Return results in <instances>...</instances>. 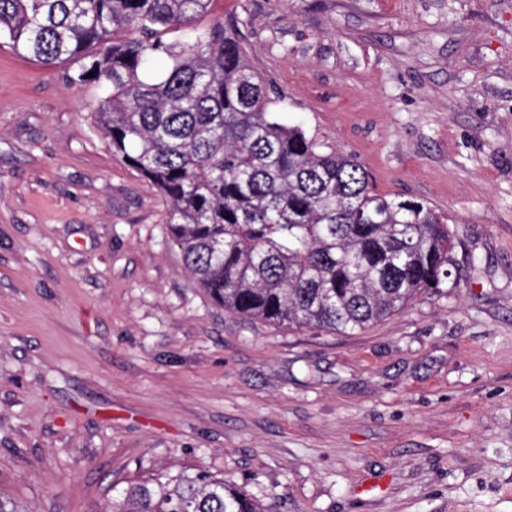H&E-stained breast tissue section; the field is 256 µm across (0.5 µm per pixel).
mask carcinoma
Returning <instances> with one entry per match:
<instances>
[{
    "label": "carcinoma",
    "mask_w": 512,
    "mask_h": 512,
    "mask_svg": "<svg viewBox=\"0 0 512 512\" xmlns=\"http://www.w3.org/2000/svg\"><path fill=\"white\" fill-rule=\"evenodd\" d=\"M210 2L0 0V36L42 64L74 63L70 83L104 92L96 112L112 153L157 187L193 283L225 312L353 335L459 287L448 214L378 192L351 155L270 111L280 92L235 29L193 25ZM107 512L264 509L182 471L129 484Z\"/></svg>",
    "instance_id": "carcinoma-1"
}]
</instances>
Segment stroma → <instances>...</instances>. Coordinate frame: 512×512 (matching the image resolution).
I'll return each instance as SVG.
<instances>
[{"label":"stroma","mask_w":512,"mask_h":512,"mask_svg":"<svg viewBox=\"0 0 512 512\" xmlns=\"http://www.w3.org/2000/svg\"><path fill=\"white\" fill-rule=\"evenodd\" d=\"M286 122L447 212L459 288L364 332L225 313L96 85L0 38V496L203 471L265 512H512V0H212Z\"/></svg>","instance_id":"stroma-1"}]
</instances>
